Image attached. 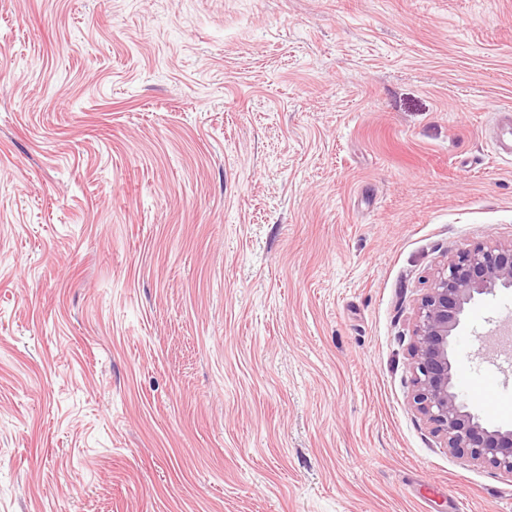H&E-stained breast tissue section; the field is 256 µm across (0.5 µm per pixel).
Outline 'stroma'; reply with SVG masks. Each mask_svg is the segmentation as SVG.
I'll return each instance as SVG.
<instances>
[{"mask_svg": "<svg viewBox=\"0 0 512 512\" xmlns=\"http://www.w3.org/2000/svg\"><path fill=\"white\" fill-rule=\"evenodd\" d=\"M501 109L512 0H0V512H512L408 356ZM510 327L450 348L504 427Z\"/></svg>", "mask_w": 512, "mask_h": 512, "instance_id": "35a3bbf8", "label": "stroma"}]
</instances>
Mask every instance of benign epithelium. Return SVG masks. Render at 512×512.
<instances>
[{
	"label": "benign epithelium",
	"mask_w": 512,
	"mask_h": 512,
	"mask_svg": "<svg viewBox=\"0 0 512 512\" xmlns=\"http://www.w3.org/2000/svg\"><path fill=\"white\" fill-rule=\"evenodd\" d=\"M500 286L512 287V243L464 248L437 272L415 311L412 402L448 452L512 473V428L490 427L466 410L448 354L465 306Z\"/></svg>",
	"instance_id": "benign-epithelium-1"
}]
</instances>
